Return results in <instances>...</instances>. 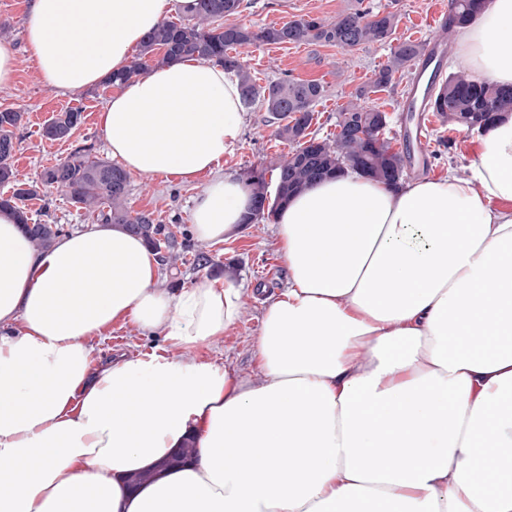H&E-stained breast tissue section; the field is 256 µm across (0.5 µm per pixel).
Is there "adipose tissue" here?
Instances as JSON below:
<instances>
[{"label":"adipose tissue","instance_id":"adipose-tissue-1","mask_svg":"<svg viewBox=\"0 0 512 512\" xmlns=\"http://www.w3.org/2000/svg\"><path fill=\"white\" fill-rule=\"evenodd\" d=\"M194 3L29 0L26 40L42 78L75 93ZM452 64L512 86V0L460 27ZM98 118L126 172L201 183L197 238L235 235L253 201L224 174L244 105L223 66L152 67ZM471 144L465 178L345 171L289 199L276 224L290 277L263 314L258 383L180 355L239 320L236 284L174 293L121 227L39 251L0 212V512H512V113ZM488 319L499 328L476 349ZM118 323L174 355L95 364L92 339ZM188 438L194 458L161 469ZM366 448L392 449L388 467ZM148 469L151 482L128 485Z\"/></svg>","mask_w":512,"mask_h":512}]
</instances>
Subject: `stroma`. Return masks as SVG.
<instances>
[{"label":"stroma","mask_w":512,"mask_h":512,"mask_svg":"<svg viewBox=\"0 0 512 512\" xmlns=\"http://www.w3.org/2000/svg\"><path fill=\"white\" fill-rule=\"evenodd\" d=\"M360 0H244L241 13L233 23L258 29L279 24L303 15L326 21L335 20ZM375 10L396 14L397 28L391 42L371 43L343 49L324 43L268 44L257 42L240 48L239 55L258 85L281 78L315 80L323 84L324 97L314 107L311 135L324 139L336 132V117L354 99L361 87L370 83L387 61L392 43L404 40L425 41L424 21L435 7L448 0H361ZM27 0H0V23L11 26L7 41L17 51L14 84L0 89V110L23 112L24 122L16 130L18 142L13 164L20 181L36 183L44 168L65 158L79 145L87 144L93 156L108 159L105 138L97 114L111 97L113 88L102 84L68 95L53 91L37 71L25 39ZM405 73H397L391 83L370 94L371 103L382 106L390 116L386 135L396 148H409L405 174L414 179L440 175L454 169L459 176L470 173L474 159L470 135L464 127L442 122L429 113L426 127H419L418 115L402 109ZM81 110L84 120L69 138L50 140L44 137L45 124L58 112ZM276 127L260 106L246 108L241 140L234 152L224 158L225 175L236 177L246 168L272 167L287 158L291 147L275 135ZM194 185H183L162 177L131 176L127 206L132 212L152 213L156 223L177 232V252L182 262L161 266L163 287L178 291L201 280H229L241 287L242 316L225 331L223 337L192 350L191 355L227 367L236 376L258 382L264 370L256 358L261 322L268 299L277 295L288 282V266L277 245L273 221L259 220L241 225L234 238L221 243L198 239L190 232L191 199ZM33 221L63 225L72 232L90 225V218L77 211L63 193L52 191L27 202ZM211 256L215 267H199L197 253ZM160 337L142 334L134 325H114L109 338L94 343L98 360L118 358L139 351L164 353Z\"/></svg>","instance_id":"1"}]
</instances>
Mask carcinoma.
Returning a JSON list of instances; mask_svg holds the SVG:
<instances>
[{
	"label": "carcinoma",
	"mask_w": 512,
	"mask_h": 512,
	"mask_svg": "<svg viewBox=\"0 0 512 512\" xmlns=\"http://www.w3.org/2000/svg\"><path fill=\"white\" fill-rule=\"evenodd\" d=\"M482 0H451L447 30L467 23ZM243 0H198L191 15L178 21H164L155 27L141 45L140 52L122 71L112 76L109 84L127 82L143 74L149 66L168 64L184 58L217 62L237 77L245 103H258L279 122L276 135L291 145L290 154L309 157L302 166L285 159L278 163L276 191L269 196L266 169L250 167L240 173L251 191L255 207L245 223L271 219L295 193L312 181L350 169L378 180L397 182L403 176V156L393 150L385 132L389 116L385 110L362 103V99L387 86L393 74L421 57L425 43L405 40L391 49L385 65L375 73L371 84L360 88L355 100L337 117L339 131L332 138H310L312 145L304 147L299 137L309 129L313 107L323 97L324 87L317 81L283 78L259 86L240 61L236 49L253 42L265 43H324L340 48H354L391 39L396 26L392 12L373 13L359 7L351 8L332 22L315 17H300L279 25L252 29L241 24H219L217 20L240 12ZM434 111L444 121L460 126H481L500 111H512V88L476 85L461 74L450 75L433 91ZM24 113L12 109L0 110V211H9L23 225L29 241L38 250L49 249L62 235L60 224H32L25 201L39 194V186L60 191L78 211L97 224H118L139 235L154 252L171 251L176 247L173 236L155 223L152 214L131 213L126 205L129 176L124 169L109 161L91 157L92 147H76L68 157L47 167L41 174V185L21 182L12 164L16 151L15 130ZM83 122L82 111L69 109L51 118L44 128L50 140L69 137ZM360 126L371 129L363 140L354 135Z\"/></svg>",
	"instance_id": "carcinoma-1"
}]
</instances>
